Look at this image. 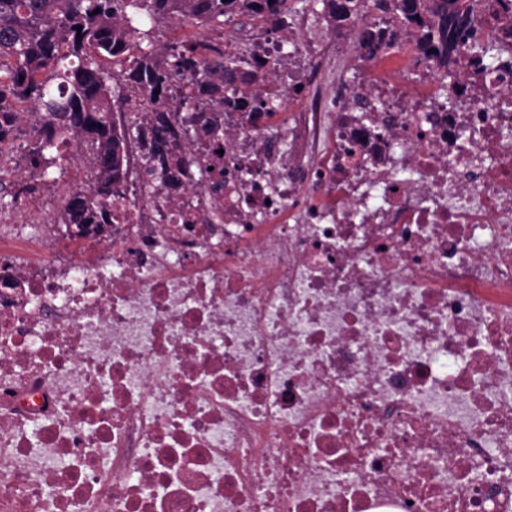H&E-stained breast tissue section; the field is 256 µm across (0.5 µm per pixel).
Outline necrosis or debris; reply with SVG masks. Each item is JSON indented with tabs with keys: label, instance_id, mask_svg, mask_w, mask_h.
<instances>
[{
	"label": "necrosis or debris",
	"instance_id": "1",
	"mask_svg": "<svg viewBox=\"0 0 512 512\" xmlns=\"http://www.w3.org/2000/svg\"><path fill=\"white\" fill-rule=\"evenodd\" d=\"M413 48L225 113L223 223L0 212V512H512V78Z\"/></svg>",
	"mask_w": 512,
	"mask_h": 512
}]
</instances>
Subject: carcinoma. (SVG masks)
Returning a JSON list of instances; mask_svg holds the SVG:
<instances>
[{"instance_id":"carcinoma-1","label":"carcinoma","mask_w":512,"mask_h":512,"mask_svg":"<svg viewBox=\"0 0 512 512\" xmlns=\"http://www.w3.org/2000/svg\"><path fill=\"white\" fill-rule=\"evenodd\" d=\"M477 0H322L343 28L368 10L379 21L358 31L357 46L389 54L401 36L416 34L417 53L433 55L450 79L466 65L500 78L502 49L476 44ZM489 18L512 30V11L488 3ZM289 0H0V153L22 133L23 118L35 130L24 145L28 175L8 180L0 167V210L50 188L49 170L74 148L87 180L71 188L53 223L81 230L120 219L114 203L126 197L137 174L154 199H173L189 187L224 191L232 174L224 164V113L246 112L255 121L274 111L277 97L253 86L265 57L207 37L157 46L158 27L194 21L209 29L243 16L281 29ZM139 55H134V51ZM107 59L116 69H105ZM135 102L117 114L114 97ZM29 107L27 116L16 109ZM384 101H356L350 108L368 119Z\"/></svg>"}]
</instances>
